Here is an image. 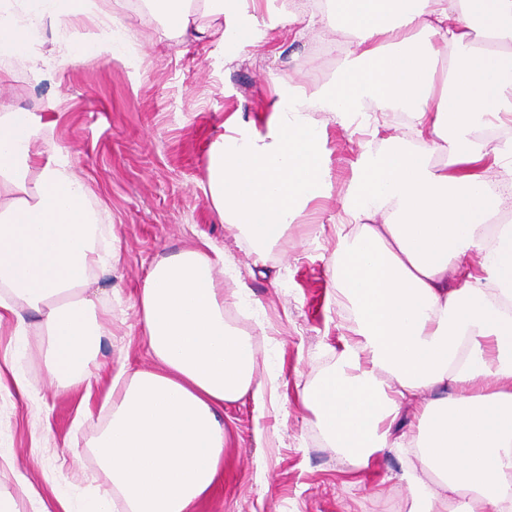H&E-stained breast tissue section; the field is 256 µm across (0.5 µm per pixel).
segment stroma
<instances>
[{
	"instance_id": "stroma-1",
	"label": "stroma",
	"mask_w": 512,
	"mask_h": 512,
	"mask_svg": "<svg viewBox=\"0 0 512 512\" xmlns=\"http://www.w3.org/2000/svg\"><path fill=\"white\" fill-rule=\"evenodd\" d=\"M110 9L128 37L129 60L90 59L31 76L0 55V96L35 118L52 117L51 144L63 148L77 178L90 190L119 245L111 277L98 278L112 333L104 337L93 378L58 391L41 350L37 324L26 335L0 323V453L14 469L0 470V493L19 512H34L14 474L40 492L47 512L56 493L81 500L106 483L91 442L108 416L104 396L122 366L157 369L148 354L136 304L148 267L183 249L213 246L232 263L221 275L225 314H237L251 341L258 376L276 371L277 404L265 413L251 399L225 405L224 478L197 512H408L400 475L403 456L388 452L369 469L344 462L315 439V417L301 402L303 387L336 363L352 326L349 304L337 291L332 257L333 216L340 209L365 143L341 127L329 130L331 189L320 221L290 225L267 254L264 268L243 236L221 224L207 190V155L229 112L258 118L274 100L273 80L286 74L316 86L335 73L344 31L298 37L301 20L276 27L234 61L215 40L164 38L148 11L124 0H96ZM245 282L248 293L237 291ZM29 397H19L14 377ZM263 444H256V436Z\"/></svg>"
}]
</instances>
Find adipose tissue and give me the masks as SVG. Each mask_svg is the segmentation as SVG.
I'll list each match as a JSON object with an SVG mask.
<instances>
[{
  "mask_svg": "<svg viewBox=\"0 0 512 512\" xmlns=\"http://www.w3.org/2000/svg\"><path fill=\"white\" fill-rule=\"evenodd\" d=\"M0 0V53L39 72L83 57H120L89 32L70 52L33 55L32 24ZM176 37L247 44L261 0H145ZM314 27L346 29L335 75L308 88L277 80L260 120L228 115L211 144L207 185L221 222L242 232L256 263L331 185L329 125L379 133L366 112L404 111L410 132L443 157L391 145L363 154L336 215L333 261L354 320L334 367L301 399L331 448L365 469L395 452L409 512H512V142L472 140L478 123L512 124V0H325ZM325 124H316L314 113ZM500 189H487L490 174ZM88 189L55 147L35 148L30 113L0 98V321L37 315L59 390L88 380L112 316L91 285L112 273L118 246ZM477 263H464L467 255ZM223 253L186 249L153 263L138 303L155 370L129 372L105 401L92 442L108 476L82 510L194 512L224 469L225 404H275L279 380L256 379L247 336L224 319ZM416 411L413 430L399 427Z\"/></svg>",
  "mask_w": 512,
  "mask_h": 512,
  "instance_id": "ef3b65f1",
  "label": "adipose tissue"
}]
</instances>
